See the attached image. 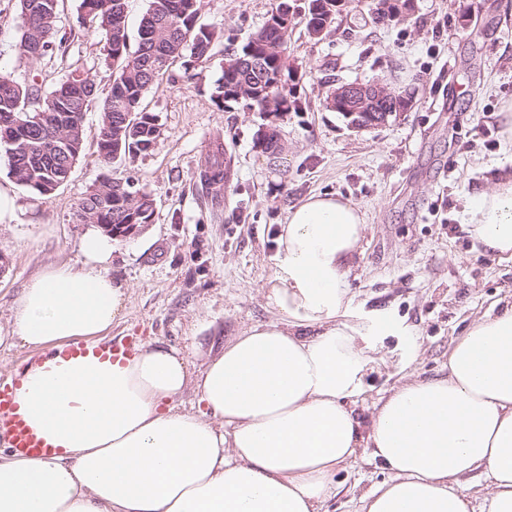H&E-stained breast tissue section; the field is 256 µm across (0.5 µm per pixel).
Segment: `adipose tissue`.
<instances>
[{
  "label": "adipose tissue",
  "mask_w": 512,
  "mask_h": 512,
  "mask_svg": "<svg viewBox=\"0 0 512 512\" xmlns=\"http://www.w3.org/2000/svg\"><path fill=\"white\" fill-rule=\"evenodd\" d=\"M462 221L512 261V168L465 199ZM365 231L342 196L293 205L263 290L275 321L199 372L152 343L121 364L30 366L15 402L61 452L0 450V512H322L361 448L389 477L359 512H512V307L467 328L447 374L399 381L359 421L366 379L386 363L375 339L403 331L354 308L348 276ZM79 250L81 266H45L13 299L23 346L95 344L121 318L128 286L109 271L111 242L89 232ZM189 388L205 413L179 405ZM479 470L490 490L476 509L462 482Z\"/></svg>",
  "instance_id": "ef3b65f1"
}]
</instances>
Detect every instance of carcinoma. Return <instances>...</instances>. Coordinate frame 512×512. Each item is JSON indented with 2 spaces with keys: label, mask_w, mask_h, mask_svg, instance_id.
I'll return each mask as SVG.
<instances>
[{
  "label": "carcinoma",
  "mask_w": 512,
  "mask_h": 512,
  "mask_svg": "<svg viewBox=\"0 0 512 512\" xmlns=\"http://www.w3.org/2000/svg\"><path fill=\"white\" fill-rule=\"evenodd\" d=\"M23 32L21 55L37 60L53 49L57 40V15L60 0H18ZM320 4L314 13L305 7L306 31L330 30L338 17L334 0H310ZM391 0H375L372 13L377 23L394 20ZM128 0H81L79 27L93 29L112 48L105 62L112 67V86L105 98L99 97L95 81L72 70L54 90L43 92L36 83L22 85L11 73L0 70V121L21 123L25 136L21 149L5 145L10 174L16 183L42 196V187L65 179L84 151L83 128L70 122L72 115H84L92 104L100 103L101 125L97 139L100 161L108 165L154 149L160 137L156 115L143 105L146 93L170 65L185 57L202 62L211 57L215 33L199 23L200 0H149L143 15L136 49H130L127 26ZM288 69V32L263 25L246 43L226 53L222 75L216 82L214 99L221 107L237 98L231 92L255 84L269 89L251 101L261 112L279 111L286 103L296 104L288 84L282 79ZM42 114L41 122L25 124ZM262 151L271 155L282 151L277 130L258 139ZM231 160L217 146L207 155L198 172V181L211 195L212 204L221 205V190L230 173ZM154 214V199L128 181L97 179L76 209L82 224H149Z\"/></svg>",
  "instance_id": "cac0c4a2"
}]
</instances>
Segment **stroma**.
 Masks as SVG:
<instances>
[{
	"label": "stroma",
	"instance_id": "35a3bbf8",
	"mask_svg": "<svg viewBox=\"0 0 512 512\" xmlns=\"http://www.w3.org/2000/svg\"><path fill=\"white\" fill-rule=\"evenodd\" d=\"M81 0H62V46L31 61L21 55L18 0H0V69L22 84L51 91L73 67L94 79L100 95L112 85L104 41L78 28ZM279 0H201L200 21L219 34L210 60L175 62L145 103L161 138L154 150L105 166L97 153L99 108L83 118L85 149L69 179L38 197L18 185L0 148V380L12 381L40 360L38 351L9 345L10 304L44 265H81L87 225L74 213L100 176L130 180L151 195V224L112 243L113 275L129 285L122 317L109 337H138L187 349L203 368L225 342L267 323L263 286L273 272L277 235L288 210L310 195L336 193L359 204L367 233L349 278L357 309L411 327L419 346L383 336L386 367L369 378L360 418L379 391L410 374L432 378L448 369V351L476 319L512 305V261L484 252L462 222L465 197L485 189L486 169L504 160L500 121L512 103V0H414L403 21L374 22L371 0H350L349 14L322 39L304 20L288 32V85L299 111L261 112L241 103L217 107L214 87L226 49L243 44ZM382 81L412 94L409 111L361 132L326 107L331 81ZM278 129L284 148L269 158L257 145ZM221 140L231 178L221 212H212L195 179L208 144ZM388 477L359 453L337 472L325 512H357L359 496Z\"/></svg>",
	"mask_w": 512,
	"mask_h": 512
}]
</instances>
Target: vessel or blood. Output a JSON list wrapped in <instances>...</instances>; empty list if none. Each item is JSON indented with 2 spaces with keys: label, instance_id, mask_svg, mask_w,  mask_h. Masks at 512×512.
Here are the masks:
<instances>
[{
  "label": "vessel or blood",
  "instance_id": "1",
  "mask_svg": "<svg viewBox=\"0 0 512 512\" xmlns=\"http://www.w3.org/2000/svg\"><path fill=\"white\" fill-rule=\"evenodd\" d=\"M137 344V339L132 336L115 338L96 346L77 343L53 350L47 359L54 365L89 356L115 361L131 356ZM13 393V385L0 383V435L5 436L10 449L19 454L33 458H46L56 454L57 448L53 442L42 431L33 428L23 415L17 413Z\"/></svg>",
  "mask_w": 512,
  "mask_h": 512
}]
</instances>
